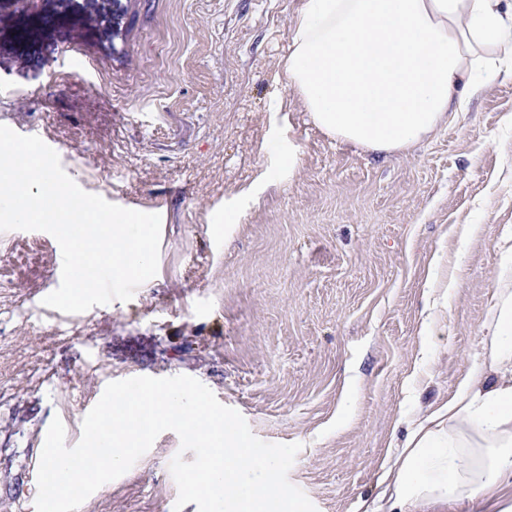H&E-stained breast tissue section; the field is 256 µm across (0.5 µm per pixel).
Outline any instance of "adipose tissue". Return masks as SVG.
Here are the masks:
<instances>
[{"label":"adipose tissue","mask_w":512,"mask_h":512,"mask_svg":"<svg viewBox=\"0 0 512 512\" xmlns=\"http://www.w3.org/2000/svg\"><path fill=\"white\" fill-rule=\"evenodd\" d=\"M512 62V0H302L284 72L328 137L376 156L407 153ZM484 358L447 404L417 421L367 512H512V291Z\"/></svg>","instance_id":"1"}]
</instances>
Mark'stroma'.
Returning <instances> with one entry per match:
<instances>
[{
  "label": "stroma",
  "instance_id": "1",
  "mask_svg": "<svg viewBox=\"0 0 512 512\" xmlns=\"http://www.w3.org/2000/svg\"><path fill=\"white\" fill-rule=\"evenodd\" d=\"M299 7L0 0V125L60 146L84 191L161 217L156 276L76 314L36 305L56 240L0 232V512H35L53 418L74 446L109 382L175 375L258 438L301 443L289 480L317 512H362L413 421L482 356L512 289V76L377 158L318 130L289 86ZM179 448L161 433L79 512H173Z\"/></svg>",
  "mask_w": 512,
  "mask_h": 512
}]
</instances>
